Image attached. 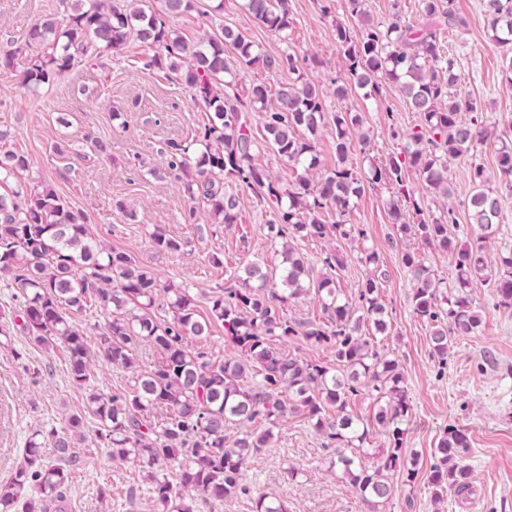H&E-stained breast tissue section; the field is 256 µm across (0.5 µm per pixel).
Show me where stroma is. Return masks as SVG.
I'll return each mask as SVG.
<instances>
[{
    "instance_id": "1",
    "label": "stroma",
    "mask_w": 512,
    "mask_h": 512,
    "mask_svg": "<svg viewBox=\"0 0 512 512\" xmlns=\"http://www.w3.org/2000/svg\"><path fill=\"white\" fill-rule=\"evenodd\" d=\"M210 3L199 0L198 10L175 19L174 28L197 41L228 25L246 32L262 51L275 54L290 48L305 58L317 56L318 65L305 62L301 71L319 85L329 109L366 116L370 150L352 149L349 161L355 170H367L370 160L382 161L401 151V142L389 135L390 125L409 129L419 118L405 108L395 86L385 85L370 99L359 93L345 99L335 95V80L344 69L335 25L351 21L345 0H288L292 26L284 38L245 13L241 0H224L220 15L209 13ZM456 5L467 20L465 30L449 37L459 58V95L480 101L493 121L512 120L504 53L489 39L479 0H456ZM65 10L63 0H0V50H26L36 20ZM144 62L140 49L129 46L100 61H81L36 94L23 87L19 72L0 76V129L11 133L4 146L29 161L17 177L0 181V193L11 192L20 182L52 185L70 207L87 215L89 229L102 246L130 253L161 280L188 286L203 314L213 291L236 285L243 264L264 260L277 266L282 241L267 232L272 209L249 189L227 181V188L239 194V221L217 224L207 206L191 201L183 181L169 173L168 142L191 135L206 117L178 81L144 69ZM90 134L109 141L108 153L93 149L86 140ZM473 161L491 170L495 154L485 146L473 156L452 161L449 198L429 194L413 171L406 185L431 215L450 210L458 224L467 225V171ZM392 197L391 185L380 183L366 186L356 200L347 220L362 226V241L330 234L292 242L317 269L329 253L343 252L347 264L337 272L336 286L349 297L356 295L367 273L359 260L361 247L378 252L386 273L380 296L389 323L378 347L387 357L398 358L411 404L403 423L404 456L416 457L425 472L448 426L469 436L464 454L470 467L469 495L450 492L434 500L425 481L405 486V474L398 470L393 475L398 491L381 512H512V309L496 307L493 281L475 283L472 294L482 311V325L475 335L455 339L446 363L433 358L430 328L413 311L401 252L424 250L436 277L448 283L455 277L454 258L402 237L389 214ZM119 200L126 212L116 209ZM157 226L180 240V251L155 248L150 233ZM217 252L224 257L219 267L209 262ZM20 295L11 275L0 272V482L11 477L34 431L64 427L67 416L85 407L83 392L67 377L64 347L35 345L24 332ZM78 452L83 463L66 491L72 512H154L138 472L109 459L107 449L97 442L94 423H87ZM333 455L311 422L291 418L247 466L249 495L203 501L197 512H253L258 493L281 502L285 512H366L340 470L331 466ZM104 490L109 493L105 499L100 496Z\"/></svg>"
}]
</instances>
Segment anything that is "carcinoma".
Instances as JSON below:
<instances>
[{
    "label": "carcinoma",
    "mask_w": 512,
    "mask_h": 512,
    "mask_svg": "<svg viewBox=\"0 0 512 512\" xmlns=\"http://www.w3.org/2000/svg\"><path fill=\"white\" fill-rule=\"evenodd\" d=\"M143 2L73 0L62 18L42 15L29 31L28 42L36 50L26 59L24 86L34 91L73 68L78 55L101 58L130 42L153 51L147 63L153 69L177 74L181 59L191 60L184 85L206 112V123L187 139L167 143L168 168L186 176L190 198L209 206L219 224L238 221V196L224 187L226 176L235 177L259 200L273 201L276 219L267 229L271 237L283 239L280 274L274 277L264 263H248L242 287L213 294L211 315L203 318L190 289L161 281L125 251L100 249L86 216L53 188L21 187L0 195V270L10 272L22 291L23 330L40 346L63 344L69 354L68 375L76 385L86 384L88 369L98 360L130 373L128 388L110 395L92 391L87 413L70 415L60 429L34 433L11 479L0 483V512H68L65 489L80 461L73 448L85 439L88 416L112 461L145 475L151 500L162 512H196L195 499L185 494L189 489L205 500L250 494L243 483L247 464L268 447L273 430L291 417L314 422L323 447L336 449L332 465L349 480L369 512H379L396 492L392 476L404 462L399 422L410 410L399 361L382 355L375 337L361 332L366 322L380 334L387 332L380 298L385 272L377 253L361 251L360 261L371 271L361 281L356 301L349 302L340 298L334 281L336 271L345 267V256L336 252L324 257L322 270L316 273L289 240L322 238L329 232L346 241L364 237L360 225L342 217L365 186L392 185L396 196L390 203L391 216L398 231L454 255L456 277L448 293L421 253L402 251L413 311L430 324L432 356L447 360L454 339L476 333L481 315L471 288L488 276L486 244L495 235L501 213L491 176L512 189V137L507 128L487 121L477 101L458 96L461 74L454 54L446 50L444 35L465 28L466 21L455 0H421L417 27L398 7L387 21L376 23L365 8L366 0H345L358 30L336 23L345 67L344 76L336 79V96L344 98L359 89L368 99L379 95L387 81L397 86L407 109L422 120L409 131L391 125V137L405 141L402 151L371 164L361 178L349 163V154L355 139L369 146L365 114L329 111L323 92L300 72L294 51L266 54L243 32L228 26L191 44L175 33L171 22L197 9L196 0H159L157 10ZM243 7L267 29L288 39V0H243ZM481 8L491 40L512 46V0H481ZM228 46L234 53L230 59ZM256 67L288 74L290 79L273 94L262 83L254 85L246 103L237 92L236 69ZM247 105L264 114L260 141L247 126ZM330 124L336 131V166L322 173L317 134ZM490 140L497 143V173L471 163L468 231L475 242L461 246L453 211L440 217L427 214L405 185V171L415 168L431 192L448 197V163ZM267 148L301 170L292 185L281 188L258 162V154ZM28 166L25 156L0 151V172L10 176ZM193 166L195 177L190 175ZM325 213L336 214L338 220L326 224ZM150 238L160 249H181V243L161 228ZM498 261L496 307L512 309L511 246ZM304 295L321 302L326 321L297 322L283 316V306ZM90 306L106 317L93 350L70 317ZM216 322L222 323L224 338L242 357L222 359L198 347L212 335ZM291 336L333 348L336 366L279 351L276 343ZM144 342L159 352L158 361L149 366L138 364V347ZM363 391L377 405L368 419L347 412L348 399ZM159 408L166 411L160 419L154 416ZM261 422L266 424L263 431L251 428ZM233 425L240 433L231 440L227 431ZM377 430L392 436L394 445L371 455L365 445ZM45 444L53 456L43 454ZM467 447L468 436L459 428H447L439 439L435 462L426 475L434 499H441L448 489L458 494L470 491V471L460 460Z\"/></svg>",
    "instance_id": "carcinoma-1"
}]
</instances>
